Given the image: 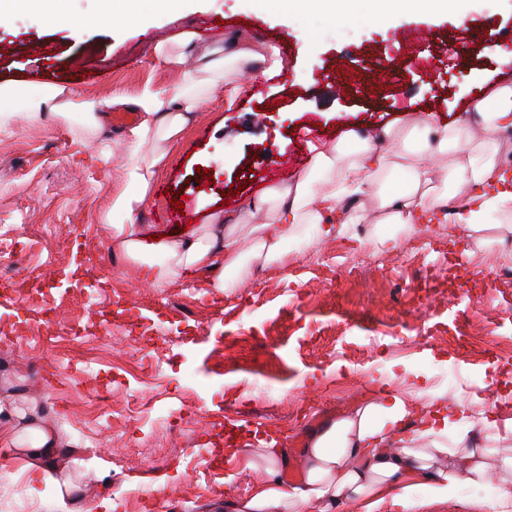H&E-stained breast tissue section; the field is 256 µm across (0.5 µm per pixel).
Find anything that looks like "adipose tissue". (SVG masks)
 <instances>
[{
  "label": "adipose tissue",
  "instance_id": "obj_1",
  "mask_svg": "<svg viewBox=\"0 0 512 512\" xmlns=\"http://www.w3.org/2000/svg\"><path fill=\"white\" fill-rule=\"evenodd\" d=\"M144 0H100V10L71 23L70 35L81 39L85 29L115 25ZM365 24L395 26L408 16L453 18L467 30L468 11L480 0H368ZM197 36L184 31L158 42L157 58L182 65L195 55L196 66L186 72L172 98L163 101L145 93L139 105L142 120L131 129L126 163L130 187L112 202L125 214L111 226L112 245L130 262L133 278L150 285L203 280L223 292L230 279L251 273L252 260L283 263L285 240L305 238L307 245L346 233L361 223V207L372 200L381 225L365 238L382 245L383 227L411 235L420 231L417 215L431 212L454 224L460 235L489 250L501 247L512 259L505 241L512 235V191L490 189L504 164V139L512 133V81L489 85L467 115L453 123L422 117L412 130L385 124L372 132L348 133L332 143L307 141L308 165L293 181L263 188L235 214L210 212L205 224L189 236L152 240L149 229L130 218L147 202L169 147L191 123L199 105L217 88L234 99L244 81L273 79L283 69L277 49L229 33L222 45L196 52ZM103 102L78 98L61 86L26 97L0 88V125L23 117L30 122L45 113L84 117V134L96 139L105 128L98 114ZM403 180H396L397 172ZM245 230L249 246H242L238 230ZM462 402L416 411L404 397L391 393L368 403L352 415L314 432L305 450V477L287 487L280 477L288 465V450L273 433H262L260 461L267 481L243 506L244 512H329L339 502L364 501L376 505L390 499L398 512H407L410 476L425 479L439 498L452 497L462 484L497 482L499 497L487 501V512L512 500V420L504 433L476 442L462 431ZM0 441L21 454L28 470L54 488L64 512H92L80 488L69 481L73 452L50 426L40 406L21 411L0 403Z\"/></svg>",
  "mask_w": 512,
  "mask_h": 512
}]
</instances>
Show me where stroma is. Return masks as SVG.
<instances>
[{
	"mask_svg": "<svg viewBox=\"0 0 512 512\" xmlns=\"http://www.w3.org/2000/svg\"><path fill=\"white\" fill-rule=\"evenodd\" d=\"M207 21L276 47L284 67L245 87L234 103L219 91L201 105L133 218L156 232L172 230L154 220L170 198L191 204V230L212 208L235 212L261 184L297 177L276 166L287 152L306 156L307 140L332 142L406 113L461 117L476 94L503 78L499 57L512 52L499 39L512 30V0H486L471 12L475 38L465 49L451 19L412 16L371 30L359 21L325 25L305 2L289 21L247 0H194L146 22L131 17L88 29L79 41L64 24L36 16L0 23V85L35 94L59 84L85 99H126L138 121L143 92L171 96L184 76L154 57V43ZM416 27L430 30L431 40L405 43L404 32ZM380 62L402 79L367 86ZM340 79L353 84L341 96L330 91ZM255 112L260 122L252 121ZM101 120L108 133L95 140L74 116L0 127V239L49 281L61 329L88 327L86 336L52 348L39 338L27 301L0 299V397L18 405L31 395L42 399L50 424L88 465L81 478L88 505L108 498L112 512H140L145 499L151 512H215L225 499L250 498L266 478L246 465L257 453L255 430L277 432L289 467L301 469L315 431L390 391L419 406L460 400L480 436L512 418V278L492 277L498 261L474 242L432 218L423 236L438 241L447 260L424 251L407 262L406 236L366 245L357 224L315 247L284 242L287 264L254 261L253 273L267 285L249 294L236 286L208 293L197 281L150 287L129 275L111 241V223L126 219L112 200L129 186L130 127L113 125L107 113ZM231 190L235 198L224 201ZM433 265L440 276L429 294L456 298L457 315L441 304L425 309L406 286ZM106 313L114 325L103 326ZM135 322L162 338L148 356L159 365L151 378L130 348ZM423 325L437 329L436 341L421 343ZM227 345L233 358L219 363L216 353ZM445 370L456 371L460 385H440ZM128 400L137 402L139 420L120 433L113 419ZM185 404L194 415L167 431L162 419ZM115 446L127 449L128 468L113 465ZM21 479L32 501L53 500L23 459L0 445V512H10L4 492ZM490 496L478 485L473 495L439 499L419 480L409 512H475Z\"/></svg>",
	"mask_w": 512,
	"mask_h": 512,
	"instance_id": "stroma-1",
	"label": "stroma"
}]
</instances>
